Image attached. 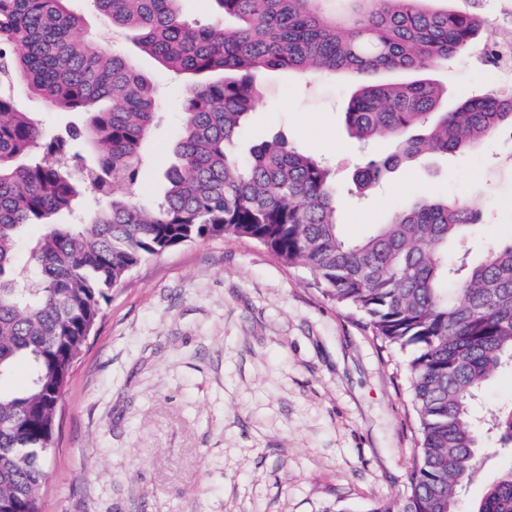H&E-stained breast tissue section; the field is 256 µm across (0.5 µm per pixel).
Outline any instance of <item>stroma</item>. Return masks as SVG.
Here are the masks:
<instances>
[{
	"label": "stroma",
	"instance_id": "stroma-1",
	"mask_svg": "<svg viewBox=\"0 0 512 512\" xmlns=\"http://www.w3.org/2000/svg\"><path fill=\"white\" fill-rule=\"evenodd\" d=\"M140 68L168 119L140 170L143 203L160 199L173 160L182 80L149 57ZM449 104L512 89V77L461 55L432 71ZM239 139L240 154L273 134L325 161L349 240L417 199H461L483 223L453 244L479 260L512 237V135L402 165L376 191L357 187L365 153L344 122L352 81L277 71ZM14 95L47 132L82 115ZM409 354L383 346L360 314L325 298L315 274L257 242L197 239L151 257L113 289L61 397L43 512H370L405 492L416 452ZM458 510L470 512L512 464L489 449Z\"/></svg>",
	"mask_w": 512,
	"mask_h": 512
}]
</instances>
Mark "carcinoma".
Listing matches in <instances>:
<instances>
[{
	"label": "carcinoma",
	"instance_id": "1",
	"mask_svg": "<svg viewBox=\"0 0 512 512\" xmlns=\"http://www.w3.org/2000/svg\"><path fill=\"white\" fill-rule=\"evenodd\" d=\"M76 0H0V382L28 363L27 385L0 389V502L42 512L58 395L103 316L112 289L148 258L196 239L244 237L288 266L312 270L323 295L363 314L381 342L408 349L418 455L409 489L371 512H458L483 435L512 450V405L477 416L476 392L512 369V239L479 262L448 244L482 222L465 201L421 198L362 240L338 230L337 189L324 163L276 134L248 157L237 150L264 70L315 69L354 79L345 124L360 141L395 150L355 173L367 189L404 163L472 149L512 129V94L488 92L452 109L428 77L478 45L482 0H209L232 29L191 25L181 0H92L137 52L185 81L175 162L151 208L138 204L142 146L163 103L134 58L83 32ZM376 72L405 80L368 82ZM24 84L56 112L86 117L89 154L49 137L6 88ZM39 287L13 275L25 227ZM472 512H512V468Z\"/></svg>",
	"mask_w": 512,
	"mask_h": 512
}]
</instances>
